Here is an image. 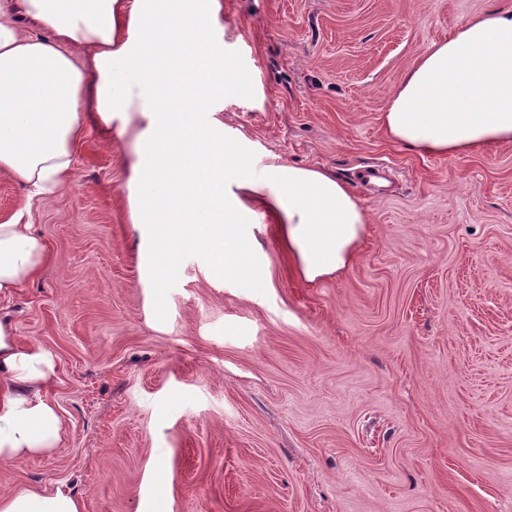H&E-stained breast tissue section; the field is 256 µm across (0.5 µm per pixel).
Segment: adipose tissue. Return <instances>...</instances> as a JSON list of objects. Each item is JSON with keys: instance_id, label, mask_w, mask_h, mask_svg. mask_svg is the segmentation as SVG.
Instances as JSON below:
<instances>
[{"instance_id": "1", "label": "adipose tissue", "mask_w": 512, "mask_h": 512, "mask_svg": "<svg viewBox=\"0 0 512 512\" xmlns=\"http://www.w3.org/2000/svg\"><path fill=\"white\" fill-rule=\"evenodd\" d=\"M222 16V0H0V175L49 201L73 178L87 118L108 128L141 111L132 220L149 226L163 274L192 247L216 273L259 283L239 227L265 215L304 280L340 272L368 216L331 171L274 156L255 172L248 141L225 135L219 104L241 83L217 35ZM22 18L36 34L21 33ZM383 127L423 155L512 143V7L481 12L427 45L391 93ZM48 259L34 225L18 214L0 222V296L38 279ZM55 377L52 354L19 341L0 316V461L58 447L65 421L49 395ZM0 512L81 504L58 487H23L0 495Z\"/></svg>"}]
</instances>
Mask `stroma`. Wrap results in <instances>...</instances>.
I'll return each instance as SVG.
<instances>
[{
	"instance_id": "35a3bbf8",
	"label": "stroma",
	"mask_w": 512,
	"mask_h": 512,
	"mask_svg": "<svg viewBox=\"0 0 512 512\" xmlns=\"http://www.w3.org/2000/svg\"><path fill=\"white\" fill-rule=\"evenodd\" d=\"M247 88L224 125L354 186L369 224L340 274L301 279L269 219L245 225L263 285L188 250L152 284L132 222L130 125H88L75 176L0 218L46 242L0 299L54 357L57 448L0 462V494L59 487L82 512H512V143L459 156L390 141L388 98L429 43L512 0H222ZM388 169L383 193L359 171Z\"/></svg>"
}]
</instances>
